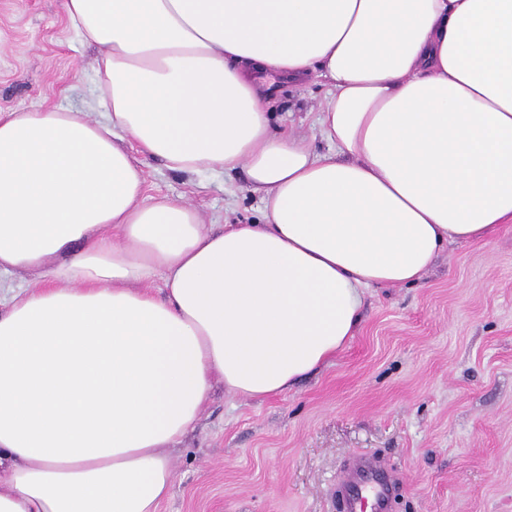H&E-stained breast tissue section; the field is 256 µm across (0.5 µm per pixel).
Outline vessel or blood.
<instances>
[{
  "label": "vessel or blood",
  "mask_w": 512,
  "mask_h": 512,
  "mask_svg": "<svg viewBox=\"0 0 512 512\" xmlns=\"http://www.w3.org/2000/svg\"><path fill=\"white\" fill-rule=\"evenodd\" d=\"M398 483L371 455L355 456L336 488L339 512H391Z\"/></svg>",
  "instance_id": "obj_1"
}]
</instances>
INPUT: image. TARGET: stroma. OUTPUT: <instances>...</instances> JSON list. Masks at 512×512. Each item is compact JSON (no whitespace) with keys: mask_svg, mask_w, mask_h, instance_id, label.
Wrapping results in <instances>:
<instances>
[{"mask_svg":"<svg viewBox=\"0 0 512 512\" xmlns=\"http://www.w3.org/2000/svg\"><path fill=\"white\" fill-rule=\"evenodd\" d=\"M95 52L62 0H0V113L61 108L99 120ZM283 125L329 150L315 124L323 82L269 75ZM148 195L191 205L205 227L264 205L244 169L188 178L141 159ZM380 457L399 483L391 512H512V227L452 242L417 283L373 287L336 361L263 401L212 385L170 452L161 512H337L351 457Z\"/></svg>","mask_w":512,"mask_h":512,"instance_id":"stroma-1","label":"stroma"}]
</instances>
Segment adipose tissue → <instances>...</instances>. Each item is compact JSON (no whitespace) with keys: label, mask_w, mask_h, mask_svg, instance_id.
<instances>
[{"label":"adipose tissue","mask_w":512,"mask_h":512,"mask_svg":"<svg viewBox=\"0 0 512 512\" xmlns=\"http://www.w3.org/2000/svg\"><path fill=\"white\" fill-rule=\"evenodd\" d=\"M101 121L0 113V512H160L213 380L288 391L354 336L363 294L512 224V0H62ZM324 82L329 151L257 76ZM244 167L255 222L204 230L145 194ZM161 280V296L144 284ZM5 284L11 288L1 289V313L6 310V301L13 292L28 290L35 286L34 276L26 271H15L4 278Z\"/></svg>","instance_id":"1"}]
</instances>
